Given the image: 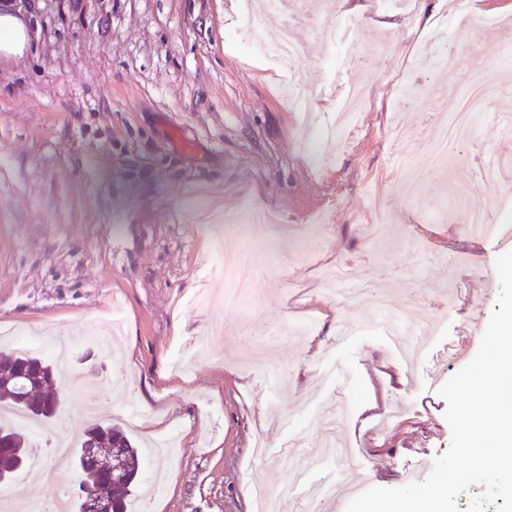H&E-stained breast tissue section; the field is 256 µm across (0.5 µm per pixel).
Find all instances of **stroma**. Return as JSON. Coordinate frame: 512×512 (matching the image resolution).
I'll list each match as a JSON object with an SVG mask.
<instances>
[{"instance_id":"obj_1","label":"stroma","mask_w":512,"mask_h":512,"mask_svg":"<svg viewBox=\"0 0 512 512\" xmlns=\"http://www.w3.org/2000/svg\"><path fill=\"white\" fill-rule=\"evenodd\" d=\"M512 0H403L362 12L334 0L336 38L362 61L302 56L298 93L316 122L288 109L286 77L246 53L242 0H8L30 34L23 55L0 58V323L44 337L71 331L73 368L103 405L87 419L85 392L60 388L63 412L44 427L40 447L91 423L117 428L142 450L128 512H254L249 489L297 470L371 487L429 475L451 443L439 390L478 351L497 307L496 258L512 238L467 236L444 181L418 200L400 197L399 120L412 129L422 165H434L430 138L470 78L487 90L484 118L469 142L451 147L470 167L487 151L505 181L468 184L470 209L512 225ZM426 24H414L420 14ZM388 47L381 64L371 48ZM460 67H422L442 44ZM365 90L354 133L323 154L336 104L350 86ZM272 209L278 229L250 225L251 257L237 270L252 286L224 307L220 247L238 238L201 212ZM414 238V263L404 238ZM348 266L350 288L373 284L395 298L389 311L348 309L324 298L320 277ZM422 293L434 340L407 364L387 338V322L407 316ZM119 305L122 343L108 348L86 324L107 326ZM224 321L207 357L185 352L210 320ZM307 325L278 342L276 330ZM350 323L348 340L336 337ZM281 377L271 387V374ZM339 401L337 441L354 463L336 468L278 454L305 429V417ZM270 452L256 458V436Z\"/></svg>"}]
</instances>
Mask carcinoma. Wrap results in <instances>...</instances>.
<instances>
[{
    "instance_id": "1",
    "label": "carcinoma",
    "mask_w": 512,
    "mask_h": 512,
    "mask_svg": "<svg viewBox=\"0 0 512 512\" xmlns=\"http://www.w3.org/2000/svg\"><path fill=\"white\" fill-rule=\"evenodd\" d=\"M41 365V381L38 383L36 391L30 393L27 403L22 404L12 393L0 391V406H5L27 418H32L38 422L48 423L54 420L53 406L54 396L53 386L55 377L59 374L55 361H46L36 355L25 352L0 351V380L13 375V371L18 368ZM0 430L10 431L13 438L14 447L10 452H0V465L6 466L9 461L18 453H23L26 457H31L32 448L25 429L9 421H0ZM95 437L101 441H112L113 437L121 439L125 445L127 454L136 461H141L138 449L132 444L131 440L120 430L109 425H100L94 429H87L82 438L72 447L66 460V465H77V471L83 489V496L71 498V507L74 512H88L84 502L102 489V484L109 481V476L98 468L95 461L87 455L86 445L90 437ZM139 477V472L133 470L123 481L110 486L113 502V512H127V502L132 495V488L135 486Z\"/></svg>"
}]
</instances>
